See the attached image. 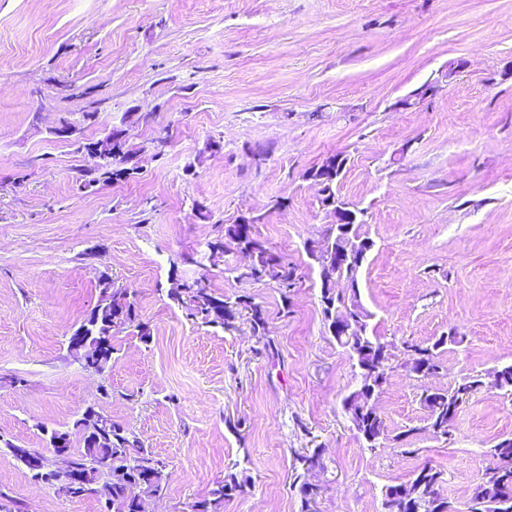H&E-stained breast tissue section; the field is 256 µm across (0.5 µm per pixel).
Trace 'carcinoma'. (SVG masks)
I'll list each match as a JSON object with an SVG mask.
<instances>
[{
  "label": "carcinoma",
  "mask_w": 512,
  "mask_h": 512,
  "mask_svg": "<svg viewBox=\"0 0 512 512\" xmlns=\"http://www.w3.org/2000/svg\"><path fill=\"white\" fill-rule=\"evenodd\" d=\"M237 241V247L250 254L251 265L247 271L237 275V279L248 278L256 283L273 282L281 295V312L287 317L292 313L290 293L298 280L297 268L277 256L266 242L257 237L252 224H229L224 227V234L210 242V247L217 250L218 256L224 255V238ZM362 264L343 269V276L353 284L349 300L360 304L357 274ZM97 286L100 299L97 305L84 318L81 326L88 328L95 336H102L109 342V353H114L111 345L114 334L119 329L132 328L139 339L147 343L152 337L149 324L143 322L137 311L136 299L122 288L114 287L109 275L102 273ZM172 299L181 304L187 316L206 325L220 327L225 331L238 329V323H246L252 335L257 337L259 348L256 354L271 358L278 354L274 340L267 334V315L263 306L249 295L234 298L217 294L207 278H198L175 290ZM341 298V301L348 300ZM371 314L363 312L362 323L364 335L352 339L348 336H336V344L342 347L356 361L358 369L370 363L388 365V359H380L381 350L386 346L380 337L369 331ZM459 343L458 337L441 336L432 343H408L406 351H417L422 355V377H431L442 368L441 348L447 344ZM482 388L480 378L468 376L455 382L447 389L425 392L421 396L426 410L425 421L429 425H446L455 418L463 405ZM343 408L360 438L366 434L380 435L387 432L386 424L378 413L376 400L358 387L343 400ZM9 449L12 456L21 462L35 481L52 482L53 471L38 461L39 452L24 448L10 440L0 441ZM82 449L72 454L77 469L85 475V481L67 489L72 498H96L103 512H136L133 505L132 487L140 481H154L155 495L163 491L165 464L151 451L145 448L141 438L129 427L112 422V430L101 438L97 444L82 440ZM492 455V470L498 472L493 481L477 483L471 497L470 512H512V450L494 445L489 449ZM324 468L320 450L314 448L307 452L295 454L293 470L295 479L302 481L300 495L302 512H311L312 504L320 488L304 481L312 471ZM247 487V479L229 473L224 480L215 483L209 497L194 504V512H216L224 499L242 494ZM408 484L385 487L383 497H391L398 504L396 512H454L448 498L441 494V488L432 491V498L419 504L407 503L404 496L409 492Z\"/></svg>",
  "instance_id": "cac0c4a2"
}]
</instances>
